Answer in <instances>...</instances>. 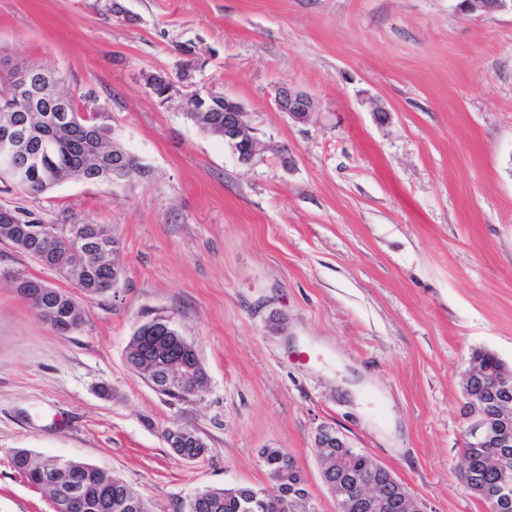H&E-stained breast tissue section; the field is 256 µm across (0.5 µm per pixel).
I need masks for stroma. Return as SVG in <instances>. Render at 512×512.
Here are the masks:
<instances>
[{
  "label": "stroma",
  "instance_id": "35a3bbf8",
  "mask_svg": "<svg viewBox=\"0 0 512 512\" xmlns=\"http://www.w3.org/2000/svg\"><path fill=\"white\" fill-rule=\"evenodd\" d=\"M194 46V60L182 55ZM0 61L62 72L148 167L67 180L0 207L107 224L123 275L79 295L59 332L12 287L75 286L0 242V512H53L16 449L122 478L151 512L206 488H271L282 448L316 512H336L315 438L328 426L430 512H486L457 478L474 352L512 369V11L460 0H0ZM175 86L159 104L146 85ZM309 94L308 123L274 103ZM239 102L244 164L182 113ZM388 112L379 120L376 110ZM170 317L208 384L167 401L128 366L139 325ZM207 448L176 454L166 430Z\"/></svg>",
  "mask_w": 512,
  "mask_h": 512
}]
</instances>
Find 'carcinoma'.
Instances as JSON below:
<instances>
[{
	"label": "carcinoma",
	"mask_w": 512,
	"mask_h": 512,
	"mask_svg": "<svg viewBox=\"0 0 512 512\" xmlns=\"http://www.w3.org/2000/svg\"><path fill=\"white\" fill-rule=\"evenodd\" d=\"M185 113L186 119L204 132L214 136L224 134V97L205 98V103L192 96ZM44 112H0V123L21 122L30 127L36 137L52 143V151L39 157L29 166L23 181H15L12 174L0 166V183L9 184L30 196L46 193L68 179L88 180L98 177L101 182L112 181V165H118L123 179L147 173L139 157L121 148L112 136V127L98 122L95 112H82L76 97H70L69 119L52 123ZM0 239L11 242L27 254L46 256L45 266L57 270L66 278H73L76 270L83 273L76 286L87 295L97 294L111 286L112 263L115 262L117 241L112 233L102 238V252L92 253L54 224L44 223L32 211L0 207ZM26 287L40 292L30 299L37 311L49 318L51 326L67 332L79 327L83 310L78 302L58 301L52 289L43 287V281L27 277ZM135 335L140 341H131L128 360L135 365L134 372L142 376L155 391L172 400H186L190 391L176 380L175 374L191 372L199 383H204L206 372L191 345L176 328L169 330L145 329L141 325ZM485 375L501 377L508 368L493 354L479 351L472 357ZM470 421H490L495 416L493 405L485 397L468 401ZM165 439L169 446L185 458H200L205 447L197 444L192 435L172 433ZM500 448H465L460 479L471 491L482 495L487 512H499L495 495L503 486V473H512V456L504 467L496 468L489 457L500 454ZM323 478L329 489L336 482H349L352 477L369 469L371 458L350 447L326 448L320 451ZM268 475L276 492L248 487L207 489L189 501L186 512H314L309 506L306 481L293 458L281 448H266L262 452ZM43 458L33 451L20 448L13 453L12 467L27 482L46 491L57 503L54 490L44 485ZM63 482L75 483L82 496L80 512H150L144 499L121 478L109 475L98 467L81 461H69V469L60 473Z\"/></svg>",
	"instance_id": "carcinoma-1"
}]
</instances>
